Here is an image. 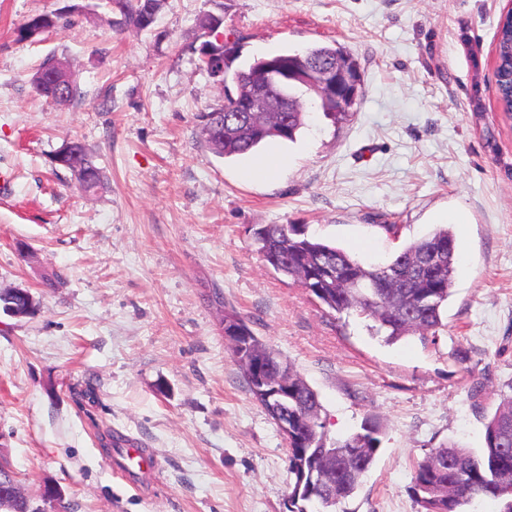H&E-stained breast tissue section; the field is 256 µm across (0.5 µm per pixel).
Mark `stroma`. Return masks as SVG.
Listing matches in <instances>:
<instances>
[{
	"label": "stroma",
	"instance_id": "1",
	"mask_svg": "<svg viewBox=\"0 0 512 512\" xmlns=\"http://www.w3.org/2000/svg\"><path fill=\"white\" fill-rule=\"evenodd\" d=\"M96 3L0 0V289L38 302L0 312V460L26 497L55 486L70 512H285L288 448L204 299L216 288L318 392L327 443L379 420L376 464L336 512H420L415 462L482 447L484 414L512 392V118L494 70L512 0H167L152 30L119 34ZM43 12L72 25L17 41ZM208 14L224 19L233 71L313 46L358 63L351 117L315 110L295 141L260 147L286 161L270 180L245 181L251 156L195 138L196 114L224 95L198 66ZM48 58L79 88L67 105L33 91ZM72 141L100 169L98 193L56 163ZM457 204L473 218L452 228L467 271L424 342L328 312L256 243L296 224L369 267ZM120 436L159 457L141 489L113 461Z\"/></svg>",
	"mask_w": 512,
	"mask_h": 512
}]
</instances>
